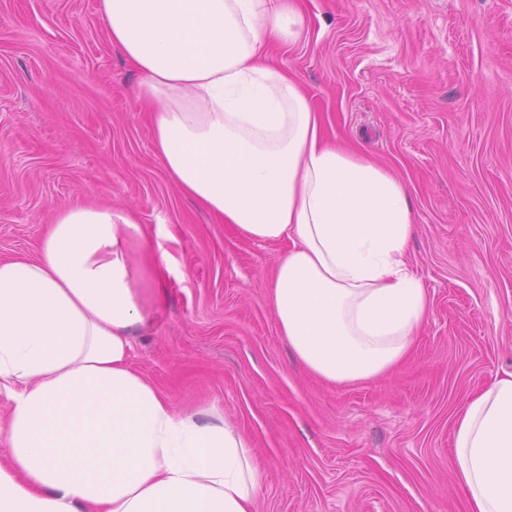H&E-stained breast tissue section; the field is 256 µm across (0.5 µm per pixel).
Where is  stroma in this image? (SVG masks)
<instances>
[{
    "mask_svg": "<svg viewBox=\"0 0 512 512\" xmlns=\"http://www.w3.org/2000/svg\"><path fill=\"white\" fill-rule=\"evenodd\" d=\"M300 4L277 62L331 136L411 189L409 267L431 313L405 363L337 385L297 361L271 303L288 242L246 238L177 189L97 0H0V261L36 257L62 205L129 208L169 258L160 297L138 277L131 365L248 438L252 512H470L454 423L512 372V0Z\"/></svg>",
    "mask_w": 512,
    "mask_h": 512,
    "instance_id": "35a3bbf8",
    "label": "stroma"
}]
</instances>
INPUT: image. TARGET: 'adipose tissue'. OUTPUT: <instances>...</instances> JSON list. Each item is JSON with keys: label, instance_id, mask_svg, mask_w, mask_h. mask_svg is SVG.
Instances as JSON below:
<instances>
[{"label": "adipose tissue", "instance_id": "1", "mask_svg": "<svg viewBox=\"0 0 512 512\" xmlns=\"http://www.w3.org/2000/svg\"><path fill=\"white\" fill-rule=\"evenodd\" d=\"M136 71L179 190L245 237L289 241L272 305L297 359L333 384L403 362L430 312L408 263L413 209L389 168L330 141L275 47L298 0H99ZM130 211L64 206L37 258L0 262V512H250L259 467L226 419L176 411L130 364L145 321ZM472 512H512V375L454 425Z\"/></svg>", "mask_w": 512, "mask_h": 512}]
</instances>
